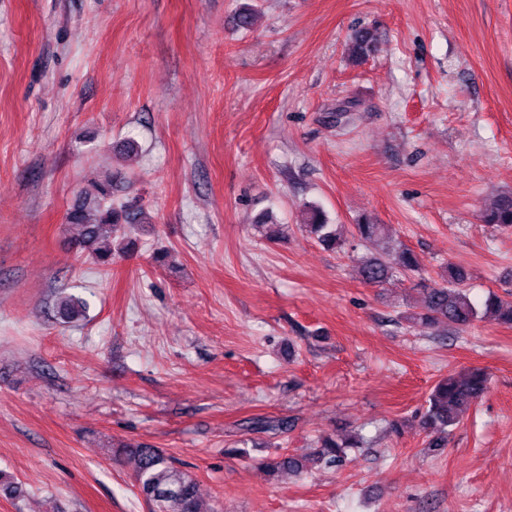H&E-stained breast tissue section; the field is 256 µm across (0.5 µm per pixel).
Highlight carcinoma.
Listing matches in <instances>:
<instances>
[{"mask_svg": "<svg viewBox=\"0 0 512 512\" xmlns=\"http://www.w3.org/2000/svg\"><path fill=\"white\" fill-rule=\"evenodd\" d=\"M143 214L139 201L116 204L112 201V181L93 183L76 195L67 211L66 223L80 227L81 233L72 242L79 253L92 254L97 262L109 267L113 262L112 241L121 237L123 226ZM303 227L321 245L342 249L344 241L338 227L327 222L315 204L305 206ZM483 222L493 227H512V193L502 194L494 206L485 211ZM361 240H377L386 236V225L361 222L355 225ZM362 278L380 285L396 274L417 276L416 287L423 295L422 304L415 310L404 312L403 318L416 329L425 330L447 321L459 329L470 327L479 318L480 306L471 300L467 287V273L460 267L448 264L438 281H428L420 276V264L409 248L395 253L360 259ZM484 305L493 311L496 320L512 325V302L491 297ZM86 302L77 296H63L58 302V313L67 322L84 317ZM489 389V374L478 367L458 375L440 379L430 390L420 426L432 434L428 447L441 449L448 445L452 428L461 421ZM363 437L358 434L327 435L320 439L317 448L299 458L288 453L279 455L266 467L272 472L303 473L318 465L334 464L341 460L348 448H360ZM134 463V476L139 495L153 507V512H213L204 506L198 493L196 479L176 467L159 449L137 445L128 449Z\"/></svg>", "mask_w": 512, "mask_h": 512, "instance_id": "obj_1", "label": "carcinoma"}]
</instances>
